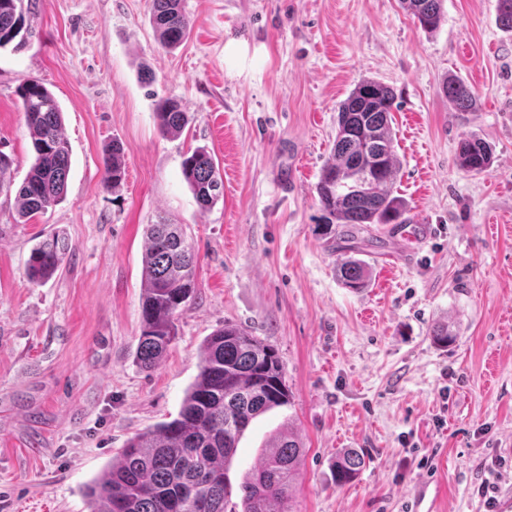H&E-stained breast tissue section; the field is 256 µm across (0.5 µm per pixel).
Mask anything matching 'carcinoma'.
Returning a JSON list of instances; mask_svg holds the SVG:
<instances>
[{"mask_svg":"<svg viewBox=\"0 0 512 512\" xmlns=\"http://www.w3.org/2000/svg\"><path fill=\"white\" fill-rule=\"evenodd\" d=\"M444 0H400L425 31L437 28ZM34 13L23 0H0V48H20L32 26ZM150 21L159 45L178 48L186 39L189 20L182 0H151ZM458 110L476 109L477 98L462 80L449 77L442 85ZM21 109L30 132L34 162L15 196L18 219L60 203L67 192L70 152L63 134L61 109L40 82L18 89ZM394 90L363 79L340 104L336 140L324 165L316 193L323 212V231L345 238L367 224L406 222L407 204L395 194L400 171L392 129ZM155 119L166 136L182 134L190 122L179 101L158 103ZM456 164L473 173L493 164L491 146L470 134L461 139ZM126 174L123 148L112 141L103 173L107 188L121 184ZM182 174L201 208L218 200L224 190L213 156L195 148L182 161ZM143 256L144 288L141 332L135 363L153 370L177 336V315L197 291V264L179 224L162 219L146 228ZM69 243L57 235L38 242L27 264L30 282L42 284L60 270ZM342 284L359 291L369 271L347 259L337 266ZM199 373L187 391L177 417L128 439L120 457L85 490L90 512H290L292 484L304 450L288 425L269 442L259 466L238 488L228 475L244 431L258 416L288 405L291 392L278 352L232 324L215 330L203 341ZM364 464L355 450L336 455L333 479L340 487ZM240 499L236 510L233 496Z\"/></svg>","mask_w":512,"mask_h":512,"instance_id":"carcinoma-1","label":"carcinoma"}]
</instances>
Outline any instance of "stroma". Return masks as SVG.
Listing matches in <instances>:
<instances>
[{
	"label": "stroma",
	"instance_id": "stroma-1",
	"mask_svg": "<svg viewBox=\"0 0 512 512\" xmlns=\"http://www.w3.org/2000/svg\"><path fill=\"white\" fill-rule=\"evenodd\" d=\"M187 40L168 51L150 0H31L33 32L0 49V152L22 182L34 161L17 91L31 80L63 112L65 199L16 223L0 193V512H90L84 489L135 434L175 418L200 345L233 324L278 350L288 406L255 418L230 470L240 482L291 424L304 446L292 512H486L478 487L512 496V31L497 0H444L424 32L399 0H183ZM462 78L474 112L442 92ZM365 78L396 94V183L411 225H370L333 250L315 185L340 103ZM190 123L162 135L158 101ZM493 149L481 174L456 164L461 138ZM126 177L102 183L106 151ZM207 148L224 196L201 210L182 161ZM182 225L198 290L153 370L133 361L145 227ZM60 233L59 273L29 282L33 246ZM365 261L354 292L341 259ZM451 323L438 348L432 328ZM365 464L332 482L339 451ZM126 174L123 148L117 141H112L108 149V159L103 173V185L106 188L117 187Z\"/></svg>",
	"mask_w": 512,
	"mask_h": 512
}]
</instances>
